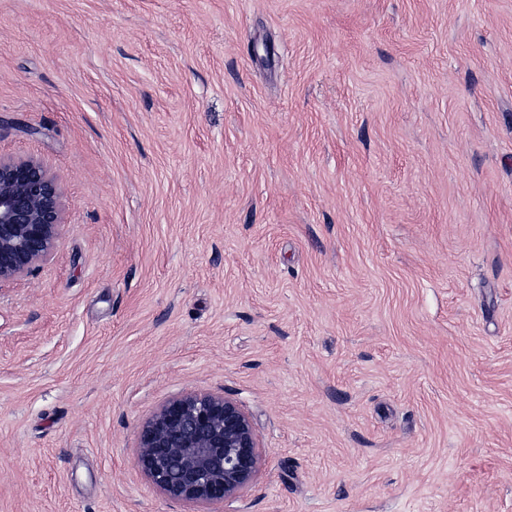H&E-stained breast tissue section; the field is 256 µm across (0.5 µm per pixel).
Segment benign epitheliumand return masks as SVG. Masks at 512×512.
<instances>
[{
	"instance_id": "7a95c632",
	"label": "benign epithelium",
	"mask_w": 512,
	"mask_h": 512,
	"mask_svg": "<svg viewBox=\"0 0 512 512\" xmlns=\"http://www.w3.org/2000/svg\"><path fill=\"white\" fill-rule=\"evenodd\" d=\"M64 224L62 191L44 164L0 157V285L49 260ZM259 462L249 417L224 396L182 395L139 429L135 464L174 499L234 498L252 483Z\"/></svg>"
}]
</instances>
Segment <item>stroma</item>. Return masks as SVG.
Wrapping results in <instances>:
<instances>
[{
    "label": "stroma",
    "instance_id": "stroma-1",
    "mask_svg": "<svg viewBox=\"0 0 512 512\" xmlns=\"http://www.w3.org/2000/svg\"><path fill=\"white\" fill-rule=\"evenodd\" d=\"M64 191L0 285V512H512V0H0V155ZM249 416L166 497L138 429ZM138 436L135 464L174 499L234 498L252 483L260 462L249 417L224 396L177 397L145 421Z\"/></svg>",
    "mask_w": 512,
    "mask_h": 512
}]
</instances>
